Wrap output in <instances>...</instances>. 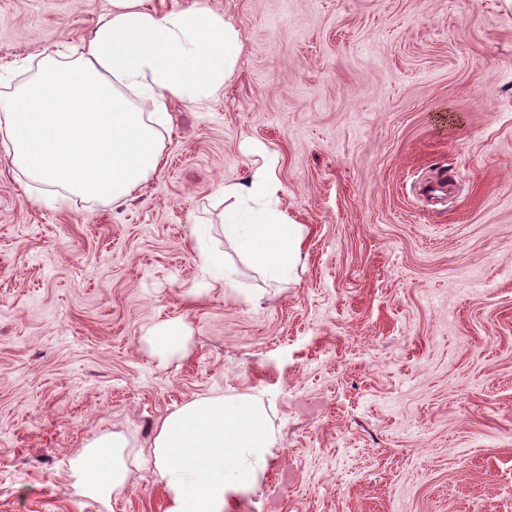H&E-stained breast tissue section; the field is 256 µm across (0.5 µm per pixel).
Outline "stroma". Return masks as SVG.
Masks as SVG:
<instances>
[{"label":"stroma","instance_id":"stroma-1","mask_svg":"<svg viewBox=\"0 0 512 512\" xmlns=\"http://www.w3.org/2000/svg\"><path fill=\"white\" fill-rule=\"evenodd\" d=\"M206 4L241 33L236 73L170 102L125 201L60 195L0 149V512H166L158 421L237 393L276 446L231 512H512V0ZM111 9L0 0V93ZM253 142L301 237L259 299L220 196ZM166 321L187 338L162 358ZM112 432L136 463L88 497L73 460Z\"/></svg>","mask_w":512,"mask_h":512}]
</instances>
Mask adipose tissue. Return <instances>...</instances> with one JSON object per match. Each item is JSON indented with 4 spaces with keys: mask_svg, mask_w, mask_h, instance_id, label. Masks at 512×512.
I'll use <instances>...</instances> for the list:
<instances>
[{
    "mask_svg": "<svg viewBox=\"0 0 512 512\" xmlns=\"http://www.w3.org/2000/svg\"><path fill=\"white\" fill-rule=\"evenodd\" d=\"M242 50L241 34L204 0L160 14L144 0H112V11L73 46L72 61L48 53L32 79L0 100V145L31 181L114 203L156 173L171 99L223 93ZM147 95L152 112L122 94ZM279 159L261 149L244 181L224 185V236L268 288L287 281L301 239L280 207ZM276 443L259 398L199 396L162 418L153 440L155 475L167 512H227L230 500L263 476ZM128 440L113 432L90 441L73 462L85 495L107 498L129 474Z\"/></svg>",
    "mask_w": 512,
    "mask_h": 512,
    "instance_id": "adipose-tissue-1",
    "label": "adipose tissue"
}]
</instances>
